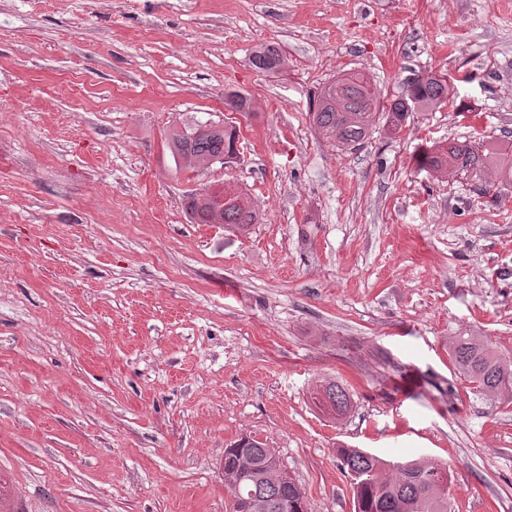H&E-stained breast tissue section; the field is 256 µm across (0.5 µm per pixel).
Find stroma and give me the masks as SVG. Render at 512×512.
Instances as JSON below:
<instances>
[{
  "mask_svg": "<svg viewBox=\"0 0 512 512\" xmlns=\"http://www.w3.org/2000/svg\"><path fill=\"white\" fill-rule=\"evenodd\" d=\"M265 43L282 72L251 66ZM351 68L388 102L445 73L454 100L343 152L308 108ZM197 119L236 128L234 162L176 170ZM510 132L512 0H0V475L24 512H229L244 436L309 512H355L343 447L447 465L452 512H512V403L448 355L472 332L512 359V190L419 166ZM218 183L249 233L190 222ZM324 388L325 396L321 395L323 403L328 404L331 409L338 415L346 414L352 407V398L348 390L335 380H326L320 384ZM320 387L318 388L320 390Z\"/></svg>",
  "mask_w": 512,
  "mask_h": 512,
  "instance_id": "1",
  "label": "stroma"
}]
</instances>
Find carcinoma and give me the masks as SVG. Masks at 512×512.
Listing matches in <instances>:
<instances>
[{
    "mask_svg": "<svg viewBox=\"0 0 512 512\" xmlns=\"http://www.w3.org/2000/svg\"><path fill=\"white\" fill-rule=\"evenodd\" d=\"M251 65L262 73L281 72L285 58L274 45L259 47L251 56ZM448 75L427 73L412 79L409 93L394 100L387 115L389 132H398L411 112H432L453 98ZM380 97L360 72H349L325 85L310 110L313 128L333 146L354 149L365 140L370 126L379 117ZM236 129L221 122L187 124L169 133L167 148L175 166L205 170L236 152ZM512 143L499 138L450 141L446 146L427 149L420 165L438 171L444 167L465 179L478 183L487 195L492 185L483 180L486 172L497 169L500 182L512 187V164L503 165ZM222 224L229 230H247L259 223V214L243 200L224 209ZM448 352L456 370L469 382L472 390L493 395L512 403V360L502 358L493 344L483 336H453ZM328 404L338 415L352 407V398L341 384L327 380L320 384ZM343 468L352 480L356 512H448V469L437 462L419 458L390 463L361 448L340 449ZM279 460L266 445L257 446L244 436L224 449V488L235 500L265 503L267 512H308L306 496L298 486L281 482L274 468Z\"/></svg>",
    "mask_w": 512,
    "mask_h": 512,
    "instance_id": "cac0c4a2",
    "label": "carcinoma"
}]
</instances>
